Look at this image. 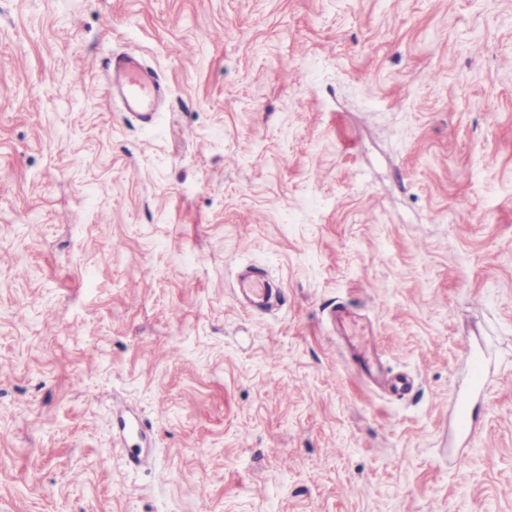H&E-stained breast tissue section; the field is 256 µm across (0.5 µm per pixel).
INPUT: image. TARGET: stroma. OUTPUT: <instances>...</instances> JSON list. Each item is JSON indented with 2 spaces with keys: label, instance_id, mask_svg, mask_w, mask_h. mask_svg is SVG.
Wrapping results in <instances>:
<instances>
[{
  "label": "stroma",
  "instance_id": "35a3bbf8",
  "mask_svg": "<svg viewBox=\"0 0 512 512\" xmlns=\"http://www.w3.org/2000/svg\"><path fill=\"white\" fill-rule=\"evenodd\" d=\"M202 502L512 512V0H0V512ZM108 85H118L124 106L144 121L152 119V108L159 95L157 79L145 72L137 59L130 55L113 56ZM145 111V112H144ZM238 290L264 302L270 301L282 292V288H273L272 283L261 275L243 276ZM464 355L471 369V390H478L485 377V365L480 353L468 343L464 347Z\"/></svg>",
  "mask_w": 512,
  "mask_h": 512
}]
</instances>
